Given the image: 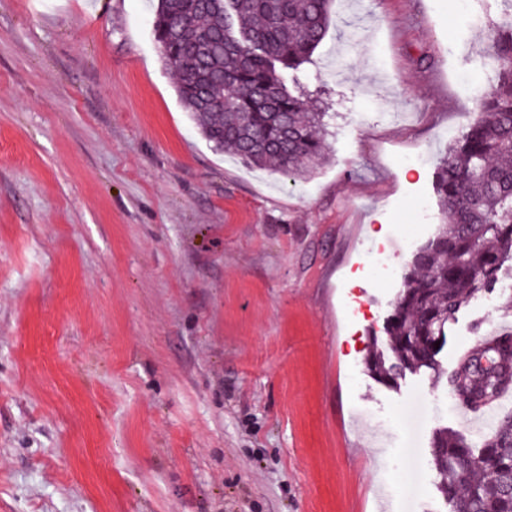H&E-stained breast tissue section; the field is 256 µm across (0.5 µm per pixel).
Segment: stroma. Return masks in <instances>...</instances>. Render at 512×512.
Masks as SVG:
<instances>
[{
	"label": "stroma",
	"instance_id": "35a3bbf8",
	"mask_svg": "<svg viewBox=\"0 0 512 512\" xmlns=\"http://www.w3.org/2000/svg\"><path fill=\"white\" fill-rule=\"evenodd\" d=\"M503 10L337 0L299 69L330 160L298 178L204 138L152 0H0V512H447L433 431L478 447L512 413L449 384L512 329V273L439 374L364 360Z\"/></svg>",
	"mask_w": 512,
	"mask_h": 512
}]
</instances>
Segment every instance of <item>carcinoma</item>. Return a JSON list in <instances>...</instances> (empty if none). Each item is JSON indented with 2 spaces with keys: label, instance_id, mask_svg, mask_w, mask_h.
<instances>
[{
  "label": "carcinoma",
  "instance_id": "carcinoma-1",
  "mask_svg": "<svg viewBox=\"0 0 512 512\" xmlns=\"http://www.w3.org/2000/svg\"><path fill=\"white\" fill-rule=\"evenodd\" d=\"M334 0H157L153 34L179 69L177 95L213 145L257 167L298 176L323 164L316 128L297 77L324 40ZM495 81L475 117L440 159L435 189L448 222L411 255L387 317L386 350L365 361L379 382L437 371L448 324L471 299L492 292L512 263V12L487 53ZM440 348H435V342ZM496 339L467 355L452 376L483 404L512 384ZM431 456L450 512H512V414L482 447L443 428Z\"/></svg>",
  "mask_w": 512,
  "mask_h": 512
}]
</instances>
